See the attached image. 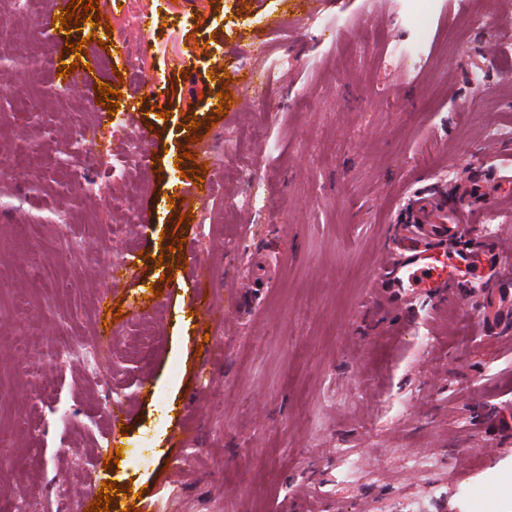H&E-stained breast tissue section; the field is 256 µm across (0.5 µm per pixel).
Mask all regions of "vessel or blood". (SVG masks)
I'll list each match as a JSON object with an SVG mask.
<instances>
[{
    "instance_id": "obj_1",
    "label": "vessel or blood",
    "mask_w": 512,
    "mask_h": 512,
    "mask_svg": "<svg viewBox=\"0 0 512 512\" xmlns=\"http://www.w3.org/2000/svg\"><path fill=\"white\" fill-rule=\"evenodd\" d=\"M512 184V172L495 175L489 182L467 187L470 195L493 197ZM411 218L391 249V261L383 273L398 300L413 294L455 288L459 279L484 288L502 281L503 254L495 235L482 247L456 248L466 235L469 219L460 210L441 205L437 199L416 195L409 202Z\"/></svg>"
}]
</instances>
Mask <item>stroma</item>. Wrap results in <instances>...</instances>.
Here are the masks:
<instances>
[{"label":"stroma","mask_w":512,"mask_h":512,"mask_svg":"<svg viewBox=\"0 0 512 512\" xmlns=\"http://www.w3.org/2000/svg\"><path fill=\"white\" fill-rule=\"evenodd\" d=\"M157 14L160 30L126 35L149 43L135 73L106 66L105 28L46 30L0 0V162L18 172L0 199L21 201L0 210V502L41 512L62 490L83 512L116 482L110 512H512V430L494 427L512 420V320L480 335L479 289L399 306L380 277L410 195L478 213L492 200L461 187L512 168V0H162ZM84 37L101 82L123 85L100 149L113 122L154 128L134 189L112 190L119 208L82 197L76 159L15 150L44 81L15 57L71 63L65 44ZM84 96L47 100L40 138L66 142ZM199 168L214 182L202 202L185 194ZM247 168L265 210L239 204ZM87 230L68 253L63 232ZM199 262L215 288L193 316ZM61 335L112 342L101 370L125 402L108 448L82 364L48 368L37 397L18 373ZM103 455L120 462L100 470Z\"/></svg>","instance_id":"stroma-1"}]
</instances>
